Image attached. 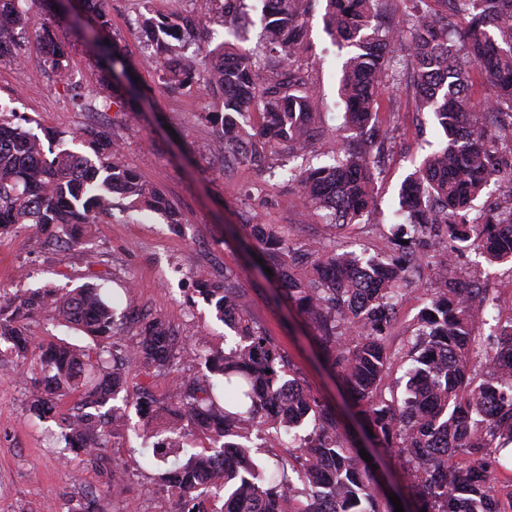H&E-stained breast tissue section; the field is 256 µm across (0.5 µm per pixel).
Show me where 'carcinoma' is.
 Masks as SVG:
<instances>
[{
    "mask_svg": "<svg viewBox=\"0 0 512 512\" xmlns=\"http://www.w3.org/2000/svg\"><path fill=\"white\" fill-rule=\"evenodd\" d=\"M77 2L91 14L95 42H104L111 28L105 4L93 9L90 0ZM310 2L268 0L262 9L272 77L250 50L227 41L188 57L165 38L170 28L194 31L216 11L231 14L234 0H202L186 15L140 17L162 87L195 85L222 98L223 111L204 118L215 127L224 162L245 161L274 176L272 154L293 153L315 137L311 92L294 66ZM378 2L326 0L325 30L333 43L350 48L340 83V144L330 161L281 175L298 184L302 202L329 224L346 227L368 213L372 169L385 147L366 132L387 82L406 72L416 111L432 114L445 141L403 184L404 222L392 225L390 253L297 244L272 224L250 225L249 239L354 397L365 438L394 452L407 471L418 510L512 512V488L501 490L491 479L503 467L501 451L512 444V322L494 325L489 348L478 352L474 324L489 289L461 282L455 269L445 273L448 257L472 247L490 261L512 260V0H444V13L428 0H408L394 31L381 23ZM33 3L63 15L62 0H0V60L20 59L12 28L29 23ZM458 16L468 19L462 32L453 31ZM40 62L72 88L70 57L53 29H43ZM475 74L496 89L495 98H472ZM73 102L82 111L108 107L107 99L83 94ZM254 109L261 124L251 134L245 113ZM29 123L0 112V234L28 225L51 233L46 246L84 248L96 219L112 210L114 193L132 208L181 223L165 195L125 164L123 146L108 130L85 132V152L66 148L59 136L48 158L24 128ZM494 177L504 184L503 200L474 222L472 204ZM423 250L439 255L437 287L406 340V397L389 399L383 382L397 358L389 328ZM197 292L236 338L222 348L201 344L194 351L200 376L176 386L166 401L144 391L136 401L140 419L166 420L146 448L158 481L177 498L176 512H395L360 455V439L302 385L288 356L252 320L237 276L202 280ZM46 312L66 331L92 337L94 346L35 335L30 324ZM127 323L137 326L138 341L118 355L117 336ZM1 343L30 383L31 417L54 422L74 458L102 470L105 486L124 482L104 455L131 430L130 401L119 398L122 365L136 362L152 375L164 370L181 351L168 323L131 305L117 312L101 283L42 287L17 301L0 300ZM67 398L72 406L63 410ZM197 432L208 439L200 449ZM257 439L283 448L272 474L254 457Z\"/></svg>",
    "mask_w": 512,
    "mask_h": 512,
    "instance_id": "cac0c4a2",
    "label": "carcinoma"
}]
</instances>
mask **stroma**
Segmentation results:
<instances>
[{
	"label": "stroma",
	"mask_w": 512,
	"mask_h": 512,
	"mask_svg": "<svg viewBox=\"0 0 512 512\" xmlns=\"http://www.w3.org/2000/svg\"><path fill=\"white\" fill-rule=\"evenodd\" d=\"M190 7L189 0H108L111 36L137 62L138 85L153 90L138 112L127 111L120 102L102 112L78 111L65 87L38 64L37 34L49 15L36 13L29 27L16 30L23 61L0 63V96H18L19 112L33 117V133L46 142L59 132L108 129L121 140L127 165L163 191L180 211L182 222L174 227L155 213L137 215L126 201L113 199L111 214L93 226V264L81 248H42L36 229H13L0 235V297L13 299L46 285L72 288L101 279L114 289L129 283L132 304L141 313L162 317L187 343L202 338L220 347L225 327L194 288L200 280L220 279L231 272L247 292L251 315L296 365L301 382L317 395L338 399L337 386L314 355L300 316L279 303L275 288L255 274L236 241L245 237L246 225L272 224L296 242L317 241L341 252H383L404 179L437 149L442 135L430 114L413 111L403 86H388L376 105L375 133L388 141L386 155L374 168L376 206L350 227L324 223L304 206L295 183L259 175L248 165L225 164L216 151L215 129L204 118L205 113L219 111L217 96L194 87L161 88L153 64L145 58L138 17L180 13ZM324 7V0L311 5L298 55L316 122L324 131L304 155L314 166L327 161L336 147L343 112L339 79L347 56L324 31ZM59 35L67 45L75 84L86 94L109 95L110 76L97 49L76 37L69 25H62ZM434 267V257L424 255L398 304L391 349L401 348L408 326L416 322L433 286ZM23 269L29 272L24 279L18 276ZM458 275L462 282L475 280L488 287L494 303L486 322L476 325V335L488 336L495 322L512 320V261L491 265L468 252L459 259ZM196 371V362L181 357L158 377L128 367L126 379L130 390L143 388L162 400ZM29 391L14 355L1 351L0 512H46L60 496L100 485L94 467L63 459L55 423L33 422L27 410ZM143 446V439L131 433L106 448V456L126 478L100 494V512H174L175 500L156 484Z\"/></svg>",
	"instance_id": "1"
}]
</instances>
